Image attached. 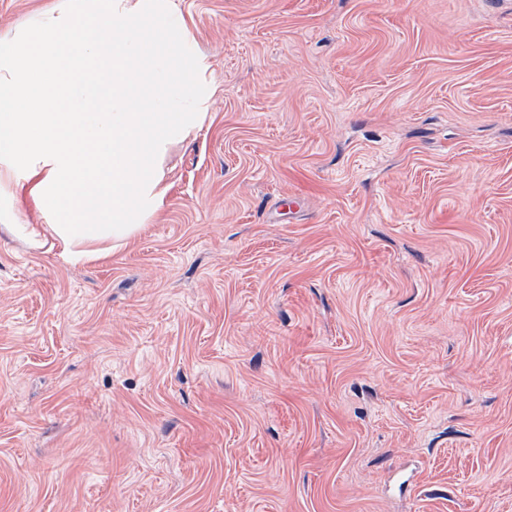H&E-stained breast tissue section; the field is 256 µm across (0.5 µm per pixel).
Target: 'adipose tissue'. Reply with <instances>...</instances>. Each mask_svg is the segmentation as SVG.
Here are the masks:
<instances>
[{"label":"adipose tissue","instance_id":"adipose-tissue-1","mask_svg":"<svg viewBox=\"0 0 512 512\" xmlns=\"http://www.w3.org/2000/svg\"><path fill=\"white\" fill-rule=\"evenodd\" d=\"M209 68L175 0H73L1 36L0 227L75 263L137 237L211 118Z\"/></svg>","mask_w":512,"mask_h":512}]
</instances>
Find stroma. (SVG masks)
<instances>
[{"mask_svg": "<svg viewBox=\"0 0 512 512\" xmlns=\"http://www.w3.org/2000/svg\"><path fill=\"white\" fill-rule=\"evenodd\" d=\"M176 2L162 210L0 229V512H512V5Z\"/></svg>", "mask_w": 512, "mask_h": 512, "instance_id": "obj_1", "label": "stroma"}]
</instances>
